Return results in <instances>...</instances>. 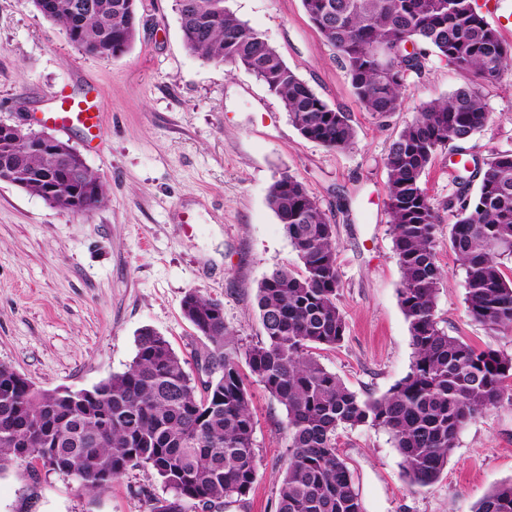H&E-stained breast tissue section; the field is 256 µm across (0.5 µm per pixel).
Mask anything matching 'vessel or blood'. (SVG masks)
I'll return each instance as SVG.
<instances>
[{
    "instance_id": "1",
    "label": "vessel or blood",
    "mask_w": 512,
    "mask_h": 512,
    "mask_svg": "<svg viewBox=\"0 0 512 512\" xmlns=\"http://www.w3.org/2000/svg\"><path fill=\"white\" fill-rule=\"evenodd\" d=\"M99 91L88 87L85 95L76 98L66 94H51L46 99L47 108L42 114L44 123L60 131L81 132L87 140L100 138L103 133V115L98 103Z\"/></svg>"
}]
</instances>
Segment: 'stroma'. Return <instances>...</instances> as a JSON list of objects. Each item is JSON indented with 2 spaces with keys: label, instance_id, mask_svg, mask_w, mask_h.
Wrapping results in <instances>:
<instances>
[{
  "label": "stroma",
  "instance_id": "obj_1",
  "mask_svg": "<svg viewBox=\"0 0 512 512\" xmlns=\"http://www.w3.org/2000/svg\"><path fill=\"white\" fill-rule=\"evenodd\" d=\"M330 106L349 112L353 145L331 151L302 138L281 101L252 73L203 63L184 46L175 0H137L136 38L123 56L73 46L30 0H0V123L31 122L50 92L78 94L94 82L103 136L64 140L104 184L105 199L81 214L0 182V362L44 389H89L125 371L136 335L157 330L181 355L204 340L184 317L186 293L224 304L241 345L263 335L257 288L272 270L301 263L268 202L282 173L298 177L335 226L346 324L322 365L360 397H379L410 370L409 324L387 209L385 157L420 105L478 86L491 114L464 142L439 150L421 186L440 217L436 257L440 327L478 348L512 357V331L492 332L466 312L464 276L448 241L460 158L512 153V67L494 83L430 56L408 74L402 104L379 122L356 101L333 48L301 0H228ZM257 480L227 512H275L289 455L283 406L252 384ZM363 512H472L485 493L512 481V403L467 424L440 478L408 489L391 436L369 426L337 431ZM163 488L151 470H129L90 494L64 474L15 464L0 472V512H148Z\"/></svg>",
  "mask_w": 512,
  "mask_h": 512
}]
</instances>
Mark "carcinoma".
Segmentation results:
<instances>
[{
  "label": "carcinoma",
  "mask_w": 512,
  "mask_h": 512,
  "mask_svg": "<svg viewBox=\"0 0 512 512\" xmlns=\"http://www.w3.org/2000/svg\"><path fill=\"white\" fill-rule=\"evenodd\" d=\"M52 0L45 17L69 41L102 58L124 55L135 40L137 0ZM186 48L206 64L252 72L283 103L306 140L344 150L354 143L349 113L329 106L288 66L265 35L251 28L226 0H176ZM311 24L336 50L360 106L379 120L401 103L406 74H422L429 53L479 77L497 81L512 66V46L474 7L473 0H302ZM419 45L407 51L406 44ZM489 121L479 88L461 87L424 104L391 142L385 157L387 208L402 273L399 302L409 323L413 359L408 374L386 394L361 399L315 356L343 340L336 304L340 279L334 225L306 185L283 173L269 204L302 264L277 268L258 286L263 338L242 346L224 323V304L193 290L183 314L207 340L204 386L170 342L142 330L128 368L91 389L33 387L0 362V470L48 461L90 493H101L128 470L146 468L165 494L150 512H194L204 504L242 503L258 473L255 418L247 375L286 411L290 454L275 512H363L349 469L336 448L340 428L386 430L403 462L410 491L435 483L460 431L507 400L512 358L479 349L439 326L436 301L447 273L436 257L438 215L421 176L438 150L465 141ZM79 162L73 147L42 146L21 130L0 137V177L56 208L80 213L98 207L104 185L88 167L66 176L57 149ZM449 241L464 274L469 317L496 332L512 329V153L486 167L463 168ZM480 176L469 196L467 172ZM474 512H512V483L491 488Z\"/></svg>",
  "instance_id": "carcinoma-1"
}]
</instances>
